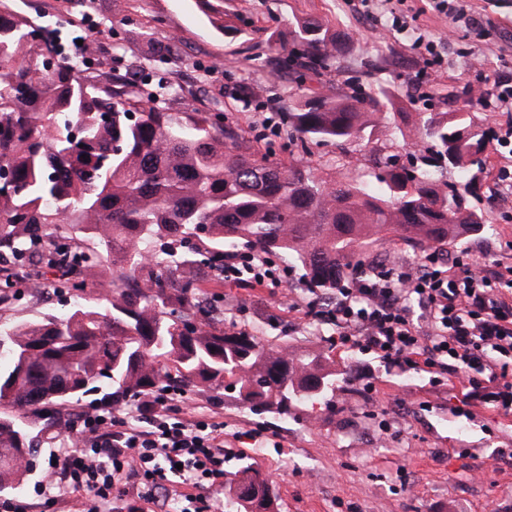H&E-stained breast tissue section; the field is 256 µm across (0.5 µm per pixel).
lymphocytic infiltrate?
<instances>
[{
	"label": "lymphocytic infiltrate",
	"mask_w": 512,
	"mask_h": 512,
	"mask_svg": "<svg viewBox=\"0 0 512 512\" xmlns=\"http://www.w3.org/2000/svg\"><path fill=\"white\" fill-rule=\"evenodd\" d=\"M285 266L254 250L224 257L215 279L262 291L287 286ZM512 283V263L476 266L462 261L428 267L384 260L316 300L315 317L341 346L377 354L386 363L443 376L468 374L462 405L481 383L500 381L501 358H512V297L495 283ZM478 378H471V371ZM176 391L145 395L137 411L79 412L78 445L54 453L49 485L61 499L92 496L91 512H112L113 496L143 512H208V490L224 481V420L187 413Z\"/></svg>",
	"instance_id": "1"
}]
</instances>
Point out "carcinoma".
<instances>
[{
    "instance_id": "cac0c4a2",
    "label": "carcinoma",
    "mask_w": 512,
    "mask_h": 512,
    "mask_svg": "<svg viewBox=\"0 0 512 512\" xmlns=\"http://www.w3.org/2000/svg\"><path fill=\"white\" fill-rule=\"evenodd\" d=\"M297 39L325 67L339 37L306 21ZM388 92L323 96L288 113L291 137L350 145L363 170L336 179V165L283 166L257 157L233 129L183 116L131 95L112 75L79 72L51 32L0 10V256L52 272L77 302L61 315L0 322V493L17 491L38 464L45 409L65 418L74 403L109 391L124 402L189 386L233 387L242 404L286 418L302 403L330 400L336 370L286 358L247 329L215 322L201 283L234 246L275 255L306 287L330 292L357 248L378 232L437 247L477 232L488 217L477 192L489 133L474 112L420 113L415 139L431 160L416 176L372 144L381 120L406 136ZM0 306L15 296L0 268ZM110 279L101 298L81 296ZM224 474V512H277L267 473L245 456Z\"/></svg>"
}]
</instances>
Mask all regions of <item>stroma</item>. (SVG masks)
I'll use <instances>...</instances> for the list:
<instances>
[{
	"label": "stroma",
	"mask_w": 512,
	"mask_h": 512,
	"mask_svg": "<svg viewBox=\"0 0 512 512\" xmlns=\"http://www.w3.org/2000/svg\"><path fill=\"white\" fill-rule=\"evenodd\" d=\"M20 13L83 38L81 57L125 79L165 74L178 95L158 98L172 112L205 113L235 128L257 155L318 167L337 158V175L363 166L362 154L339 145L301 152L288 139V114L316 97H368L387 89L400 111L445 112L462 106L469 88L512 77V0H466L479 31L437 12L432 0H18ZM318 21L346 40L336 64L301 56L295 32ZM508 153L489 152L474 201L490 217L482 232L449 241L465 262H512V208L491 185ZM239 326L294 356L324 360L343 372L330 404L288 418L246 409L233 390L187 389L185 407L218 408L224 444L266 469L278 512H512V401L474 399L456 414L464 387L456 377L434 384L428 373L390 365L373 354L331 346L330 327L293 310L311 297L299 275L286 289L256 293L211 279L203 285ZM267 427L255 444L236 431ZM62 433L45 427L41 461L20 492L31 512H83V501L52 500L41 485ZM505 457L491 468L492 456Z\"/></svg>",
	"instance_id": "stroma-1"
}]
</instances>
